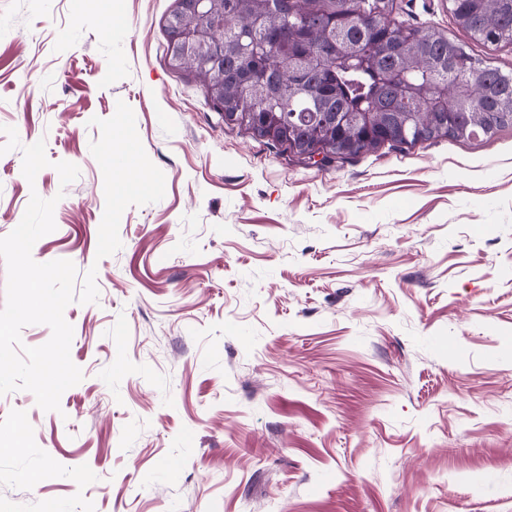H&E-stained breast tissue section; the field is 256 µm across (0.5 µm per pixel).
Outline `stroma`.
I'll return each instance as SVG.
<instances>
[{"label":"stroma","instance_id":"stroma-1","mask_svg":"<svg viewBox=\"0 0 512 512\" xmlns=\"http://www.w3.org/2000/svg\"><path fill=\"white\" fill-rule=\"evenodd\" d=\"M395 4L466 41L448 0ZM174 7L0 0V237L57 198L32 257L99 289L59 410L0 396V512H512V128L298 162L169 66ZM121 101L165 194L100 259L90 120Z\"/></svg>","mask_w":512,"mask_h":512}]
</instances>
